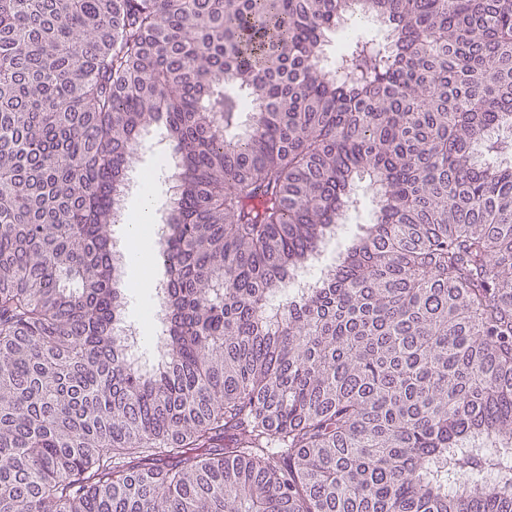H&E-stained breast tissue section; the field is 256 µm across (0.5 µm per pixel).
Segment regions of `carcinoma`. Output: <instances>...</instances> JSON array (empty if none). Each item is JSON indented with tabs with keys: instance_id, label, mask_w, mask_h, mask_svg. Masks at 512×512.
Instances as JSON below:
<instances>
[{
	"instance_id": "obj_1",
	"label": "carcinoma",
	"mask_w": 512,
	"mask_h": 512,
	"mask_svg": "<svg viewBox=\"0 0 512 512\" xmlns=\"http://www.w3.org/2000/svg\"><path fill=\"white\" fill-rule=\"evenodd\" d=\"M347 13L384 38L329 55ZM154 124L143 371L109 229ZM505 127L512 0H0V512H512ZM155 157L153 152L146 145V148H142L139 152L138 161L135 162V170L133 172H146L153 171L155 172V179L153 183V192H154V220L153 224H160L161 228L165 223L161 221V215L164 211L167 210V207L171 204L172 201V193L174 185L173 182L168 180L165 174L161 171L157 170L154 163ZM160 228V231H161Z\"/></svg>"
}]
</instances>
